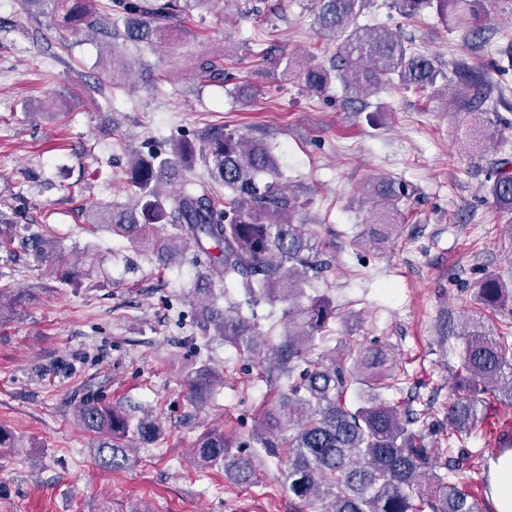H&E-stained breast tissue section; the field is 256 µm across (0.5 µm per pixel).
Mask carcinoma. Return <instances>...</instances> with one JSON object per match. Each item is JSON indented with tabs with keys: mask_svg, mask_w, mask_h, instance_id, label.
<instances>
[{
	"mask_svg": "<svg viewBox=\"0 0 512 512\" xmlns=\"http://www.w3.org/2000/svg\"><path fill=\"white\" fill-rule=\"evenodd\" d=\"M99 0H23L34 11L75 30H99ZM214 0H112L113 11L124 23L123 39L132 44H163L166 28L157 20L172 18L206 6ZM372 0H315L313 14L321 31L339 41L333 69L302 63L292 57L286 72L298 71L310 90L319 91L335 80L345 93L359 96L391 86L448 92V72L435 57L420 52L387 30L370 28L360 18ZM388 6L406 17L431 9L451 29H460L487 43L484 0H389ZM112 80L129 71L122 51L107 48L100 61ZM195 70L204 80L222 83L224 65L212 57H200ZM458 107L474 112L464 133L473 148H499L489 128L511 126L496 110L486 73L464 63L455 65ZM207 168L209 185L199 191L163 192L196 158ZM278 163L261 142L224 128L209 129L201 148L192 142L178 143L172 156L137 157L127 171L133 204L100 206L91 213V223L109 228L138 244L150 247L172 263L194 247L208 261L197 271L196 291L209 302L201 309L197 327L204 338L224 344L267 365L276 378H288L287 390L266 409L257 442L265 453L284 462L282 470L288 491L301 503L318 506L316 512H483V503L473 498L457 478L461 467L454 460L448 473L437 472L432 449L425 437L410 425L414 412L386 401L381 390L395 379L390 354L382 347L365 348L356 328L346 326L339 347L313 355L317 335L336 312L323 295H311L307 286L329 268L317 252L312 233L293 223L298 208L295 197L285 195L272 174ZM224 188L220 198L211 186ZM487 191L504 212H512V156L495 162L488 176ZM380 208L369 220L370 241L381 246L393 236L403 185L387 179L371 186ZM158 224L172 225L176 233L154 235ZM17 238L13 224L0 226V251L12 252ZM25 248L41 265L57 269L64 279L74 274L70 259L46 236L25 240ZM240 287L256 297L287 305L288 328L279 344L268 346L260 339L257 324L233 306L222 308L219 299L229 286ZM479 304L496 310L506 303L509 288L489 275L478 288ZM20 304L12 288L0 287V314ZM459 380L455 397L448 401V443L462 442L478 427L487 394L512 403V341L496 336L479 322L463 321ZM83 429L99 437L95 454L112 470L129 465L128 445L134 440L153 441L160 436L159 421L143 416L137 421L126 413L98 401L78 407ZM229 439L211 429L195 445L194 459L203 468L234 467L239 481H250L246 461L228 463Z\"/></svg>",
	"mask_w": 512,
	"mask_h": 512,
	"instance_id": "cac0c4a2",
	"label": "carcinoma"
}]
</instances>
